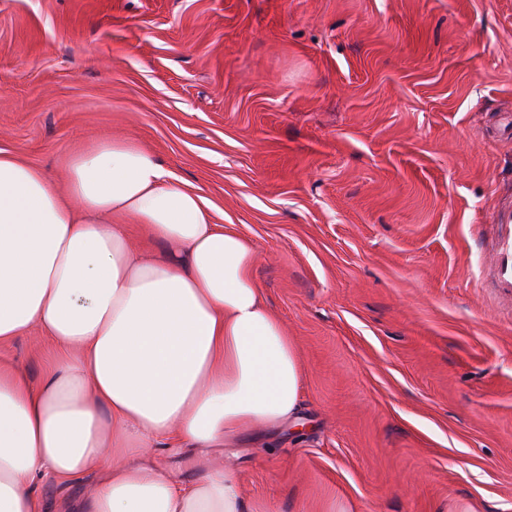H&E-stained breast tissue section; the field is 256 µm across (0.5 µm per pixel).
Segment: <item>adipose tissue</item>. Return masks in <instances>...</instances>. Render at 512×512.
Wrapping results in <instances>:
<instances>
[{"label":"adipose tissue","instance_id":"obj_1","mask_svg":"<svg viewBox=\"0 0 512 512\" xmlns=\"http://www.w3.org/2000/svg\"><path fill=\"white\" fill-rule=\"evenodd\" d=\"M67 185L0 151V344L31 329L54 364L31 386L0 364V512H46L33 485L87 473L79 512H272L232 468L176 483L145 465L295 417L302 368L254 276L256 253L127 139L66 159ZM162 243L134 249L129 223Z\"/></svg>","mask_w":512,"mask_h":512}]
</instances>
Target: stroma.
<instances>
[{"mask_svg": "<svg viewBox=\"0 0 512 512\" xmlns=\"http://www.w3.org/2000/svg\"><path fill=\"white\" fill-rule=\"evenodd\" d=\"M130 139L247 239L302 364L231 463L276 512H512V0H0V150ZM53 344L0 362L39 384Z\"/></svg>", "mask_w": 512, "mask_h": 512, "instance_id": "stroma-1", "label": "stroma"}]
</instances>
